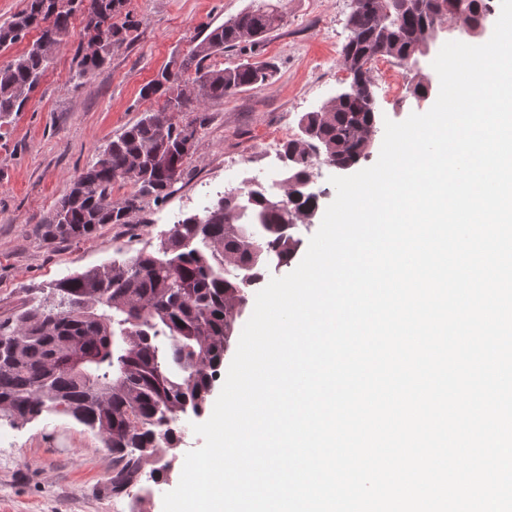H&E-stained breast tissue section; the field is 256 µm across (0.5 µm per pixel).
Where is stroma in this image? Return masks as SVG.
I'll list each match as a JSON object with an SVG mask.
<instances>
[{
    "label": "stroma",
    "instance_id": "stroma-1",
    "mask_svg": "<svg viewBox=\"0 0 512 512\" xmlns=\"http://www.w3.org/2000/svg\"><path fill=\"white\" fill-rule=\"evenodd\" d=\"M259 0H125L114 24H126L123 42L90 77L77 78L88 35L81 16L58 44L39 84L10 124L0 127V319L37 295L39 288L74 272L151 248L171 225L196 211L203 185L221 189L224 168L241 166L242 191L275 187L274 137H290L307 112L318 110L346 80L341 49L347 42L351 0H273L283 23L263 44H240L208 64L271 65V78L221 99L189 102L180 123L205 117L198 148L184 159L168 198H144L128 224H105L87 240L47 241L42 226L60 198L99 151L145 113L162 108L141 95L165 68L187 58L210 29ZM432 55L416 67L392 62L396 96H378L383 117L404 121L428 111L432 99L413 94L417 77L438 83ZM112 454L101 437L64 415L24 424L0 420V512H119L110 490Z\"/></svg>",
    "mask_w": 512,
    "mask_h": 512
}]
</instances>
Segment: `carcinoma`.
I'll return each instance as SVG.
<instances>
[{
    "instance_id": "1",
    "label": "carcinoma",
    "mask_w": 512,
    "mask_h": 512,
    "mask_svg": "<svg viewBox=\"0 0 512 512\" xmlns=\"http://www.w3.org/2000/svg\"><path fill=\"white\" fill-rule=\"evenodd\" d=\"M53 12L52 0H27L24 9L0 25V48L40 36L23 54L0 66V127L21 110L43 76L48 58L69 34L80 9ZM405 0H379L382 14H350V36L342 49L352 95L301 116L299 125L320 141L323 160L354 167L367 157L364 133L376 115L364 110L362 95L373 90L369 61L377 55L408 63L423 53L426 30L444 19L486 26L489 0H469L460 18L449 0H422L413 10ZM283 22L277 7L262 3L213 28L177 72L163 71L142 96L171 97L181 74L194 70L192 84L203 99H221L271 78L265 63L214 69L205 61L242 43L259 45ZM125 27L110 23L97 31L100 45L80 60L78 78L95 73L123 41ZM184 125L160 110L145 114L96 156L59 200L44 225L50 240L90 238L102 224H127L140 197L164 199L177 176L155 161L159 148L184 160ZM289 161L281 193L263 188L220 198L202 217L190 215L160 235L150 250L73 273L49 284L36 304H23L0 319V419L27 423L45 414L66 415L99 434L112 451V495L142 499L143 477L164 480L161 458L179 447L180 413H205L241 311L273 264H288L301 240L283 223V209L308 214L317 203L301 187L314 156L303 139L286 142ZM131 184L135 194L112 202V186Z\"/></svg>"
}]
</instances>
